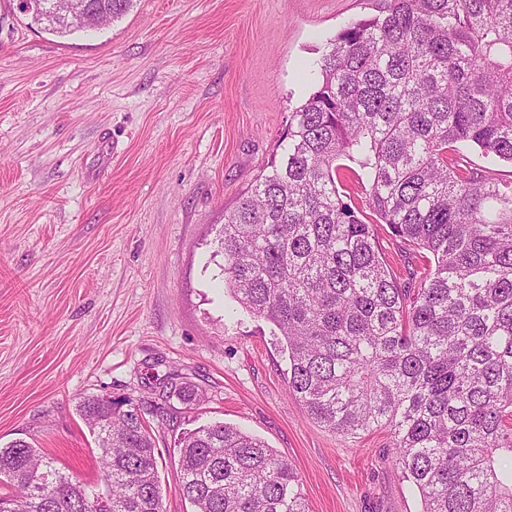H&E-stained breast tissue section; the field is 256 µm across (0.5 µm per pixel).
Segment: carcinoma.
<instances>
[{
    "label": "carcinoma",
    "instance_id": "1",
    "mask_svg": "<svg viewBox=\"0 0 512 512\" xmlns=\"http://www.w3.org/2000/svg\"><path fill=\"white\" fill-rule=\"evenodd\" d=\"M34 2L54 34L97 28ZM91 2L112 23L135 5ZM317 68L279 158L224 212V288L279 331L289 394L313 419L390 434L421 512H512V180L469 158L512 164V0H381ZM381 229L405 263L422 249L428 265L397 277ZM123 404L101 394L77 408L105 490L16 440L0 447V512H162L152 433ZM179 448L194 512H309L293 466L252 435L218 422Z\"/></svg>",
    "mask_w": 512,
    "mask_h": 512
}]
</instances>
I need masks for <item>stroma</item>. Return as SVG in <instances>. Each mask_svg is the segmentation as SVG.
<instances>
[{"mask_svg":"<svg viewBox=\"0 0 512 512\" xmlns=\"http://www.w3.org/2000/svg\"><path fill=\"white\" fill-rule=\"evenodd\" d=\"M375 0H136L59 37L0 0V447L22 439L98 485L92 394L153 419L163 512L182 432L221 421L297 470L310 512H420L387 432L345 435L292 398L264 320L214 255L226 211L280 155L323 46ZM204 394L168 396L170 376Z\"/></svg>","mask_w":512,"mask_h":512,"instance_id":"stroma-1","label":"stroma"}]
</instances>
